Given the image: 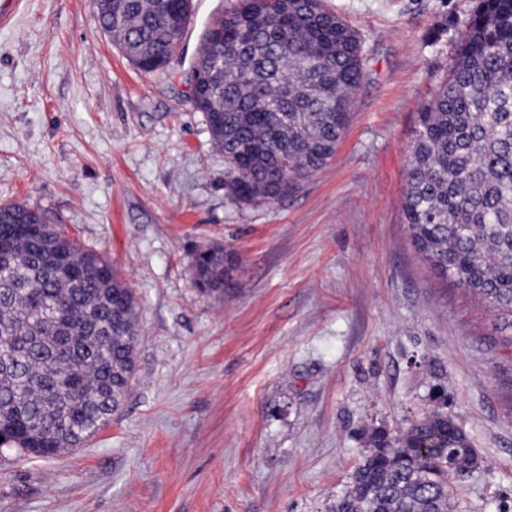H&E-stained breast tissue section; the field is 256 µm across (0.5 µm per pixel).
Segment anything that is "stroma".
<instances>
[{
	"instance_id": "stroma-1",
	"label": "stroma",
	"mask_w": 512,
	"mask_h": 512,
	"mask_svg": "<svg viewBox=\"0 0 512 512\" xmlns=\"http://www.w3.org/2000/svg\"><path fill=\"white\" fill-rule=\"evenodd\" d=\"M162 71L134 66L92 0H21L0 24V204L38 206L107 256L139 304L135 374L82 447L0 459V512H333L373 433L443 407L482 463L453 512H512V348L434 274L403 214L421 102L476 0H323L364 77L335 155L239 205L188 77L238 0H193ZM221 243L223 295L189 266Z\"/></svg>"
}]
</instances>
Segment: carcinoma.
<instances>
[{
  "mask_svg": "<svg viewBox=\"0 0 512 512\" xmlns=\"http://www.w3.org/2000/svg\"><path fill=\"white\" fill-rule=\"evenodd\" d=\"M99 28L145 72L164 69L190 0H93ZM193 96L224 153L232 200H278L331 158L363 80L357 33L322 0H240L205 30ZM403 211L436 274L495 312L512 346V0H478L448 76L425 100ZM0 450L49 458L79 447L124 400L138 302L112 263L41 208L0 205ZM234 252H196L193 284L224 293ZM480 459L437 407L396 435L374 433L336 512H452L450 479Z\"/></svg>",
  "mask_w": 512,
  "mask_h": 512,
  "instance_id": "obj_1",
  "label": "carcinoma"
}]
</instances>
